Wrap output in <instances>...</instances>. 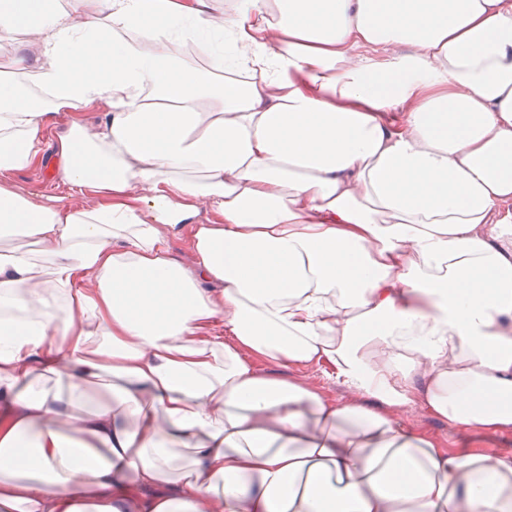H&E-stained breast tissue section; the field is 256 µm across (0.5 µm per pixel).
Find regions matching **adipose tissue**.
Listing matches in <instances>:
<instances>
[{"label": "adipose tissue", "mask_w": 512, "mask_h": 512, "mask_svg": "<svg viewBox=\"0 0 512 512\" xmlns=\"http://www.w3.org/2000/svg\"><path fill=\"white\" fill-rule=\"evenodd\" d=\"M509 201L512 0H6L0 512H512ZM13 181L23 185L28 192L36 197L43 194H59L64 187L61 186L48 173L44 160L35 163L29 168L12 174ZM288 377L307 376L323 388L325 393L333 398H339L344 394V388L340 380L336 378V372L327 363H318L310 366L293 365L286 370ZM399 419L407 427L419 428L434 436L440 448H447L452 453L466 449L512 454V431L498 434L464 433L418 408L401 413Z\"/></svg>", "instance_id": "1"}]
</instances>
